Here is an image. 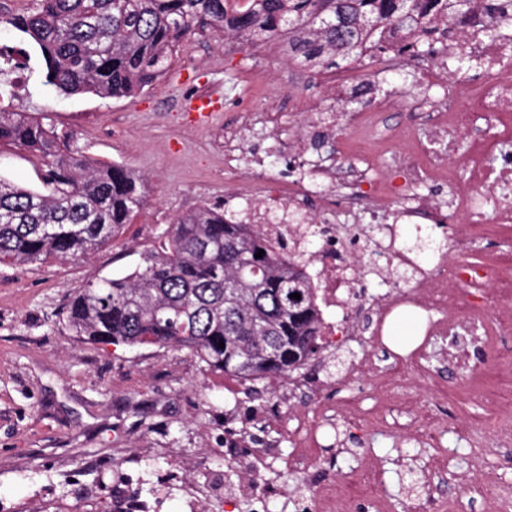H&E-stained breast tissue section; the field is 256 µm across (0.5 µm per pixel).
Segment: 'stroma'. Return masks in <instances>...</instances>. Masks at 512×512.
Listing matches in <instances>:
<instances>
[{
	"instance_id": "obj_1",
	"label": "stroma",
	"mask_w": 512,
	"mask_h": 512,
	"mask_svg": "<svg viewBox=\"0 0 512 512\" xmlns=\"http://www.w3.org/2000/svg\"><path fill=\"white\" fill-rule=\"evenodd\" d=\"M32 0H0V45L42 70L34 45L8 20ZM332 71L314 74L283 40L191 35L168 74L128 98L66 96L41 79L0 93V109L44 112L88 157L127 166L147 182L143 209L111 244L70 263L0 265V512H122L126 491L149 512H498L484 491L512 500V368L472 389L448 362V339L427 349V372L396 371L369 324L327 348L301 379L246 389L205 371L189 351L95 344L74 336L66 306L93 275L130 272L177 217L224 201V136L239 160L297 140L306 164L340 150L307 105L342 109ZM222 94L220 110L189 121L186 87ZM279 100L274 123L258 117ZM368 372L350 375L358 357ZM335 410L336 436L311 463L299 438ZM425 483L413 490L409 478ZM280 493L262 498V483Z\"/></svg>"
}]
</instances>
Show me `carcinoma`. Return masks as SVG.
Segmentation results:
<instances>
[{
  "label": "carcinoma",
  "instance_id": "1",
  "mask_svg": "<svg viewBox=\"0 0 512 512\" xmlns=\"http://www.w3.org/2000/svg\"><path fill=\"white\" fill-rule=\"evenodd\" d=\"M38 0L8 23L44 53V84L65 95L129 97L163 77L196 30L266 40L314 67H368L395 52L437 54L436 44L475 0ZM408 34L393 45L391 29ZM29 153L41 186L0 177V264L81 260L108 244L144 206L143 178L95 164L44 115L0 110V144ZM405 248L441 244L421 228ZM264 251L262 257L255 254ZM302 257L221 205L180 216L158 249L121 277H91L69 301L73 332L91 343L187 349L205 370L242 384L304 375L325 349L317 288ZM301 299H290L291 288ZM224 347H219V344Z\"/></svg>",
  "mask_w": 512,
  "mask_h": 512
}]
</instances>
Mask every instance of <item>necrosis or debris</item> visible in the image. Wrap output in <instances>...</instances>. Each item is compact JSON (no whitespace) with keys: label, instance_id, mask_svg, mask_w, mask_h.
<instances>
[{"label":"necrosis or debris","instance_id":"obj_1","mask_svg":"<svg viewBox=\"0 0 512 512\" xmlns=\"http://www.w3.org/2000/svg\"><path fill=\"white\" fill-rule=\"evenodd\" d=\"M490 19L474 6L446 54L420 62L421 95L398 92L369 111L349 115L348 137L359 149L349 195L371 200L368 213L339 211L332 201L336 162H316L305 178L263 181L253 192L235 189L225 205L246 223L261 225L293 250L308 252V225H318L319 249L307 268L325 308L326 345L353 335L361 309L377 328L411 305L427 313L425 335L479 337L503 350L502 315L512 309V22L499 38H485ZM444 89L446 103L428 91ZM403 108L409 122L386 131L387 112ZM322 199L310 212V198ZM449 224L446 260L420 270L412 283L388 281L382 294L363 291L355 255L377 253L388 262L418 267L398 245L403 224Z\"/></svg>","mask_w":512,"mask_h":512}]
</instances>
